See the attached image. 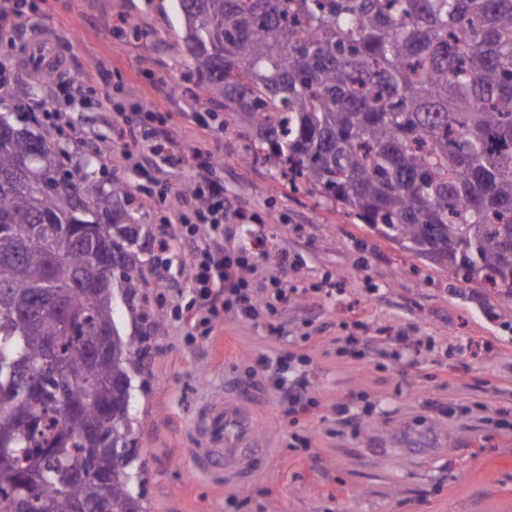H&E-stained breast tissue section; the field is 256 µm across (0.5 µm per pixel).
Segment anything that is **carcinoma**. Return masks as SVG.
Returning <instances> with one entry per match:
<instances>
[{
  "label": "carcinoma",
  "mask_w": 512,
  "mask_h": 512,
  "mask_svg": "<svg viewBox=\"0 0 512 512\" xmlns=\"http://www.w3.org/2000/svg\"><path fill=\"white\" fill-rule=\"evenodd\" d=\"M191 69L253 159L381 237L512 304V0H175ZM0 512H142L121 380L137 340L94 357L115 302L67 225L125 224L129 189L62 174L58 145L0 116ZM52 180L56 191L41 184ZM112 280L140 288L122 249ZM86 314L67 329L50 301ZM102 440L85 442L90 427Z\"/></svg>",
  "instance_id": "carcinoma-1"
}]
</instances>
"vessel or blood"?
<instances>
[{
	"mask_svg": "<svg viewBox=\"0 0 512 512\" xmlns=\"http://www.w3.org/2000/svg\"><path fill=\"white\" fill-rule=\"evenodd\" d=\"M247 388H225L223 400L207 404L195 427L203 440L193 460L194 468L210 475L220 471L229 485H241L252 476L266 450L257 436L261 414L251 404Z\"/></svg>",
	"mask_w": 512,
	"mask_h": 512,
	"instance_id": "vessel-or-blood-1",
	"label": "vessel or blood"
}]
</instances>
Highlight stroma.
<instances>
[{"mask_svg": "<svg viewBox=\"0 0 512 512\" xmlns=\"http://www.w3.org/2000/svg\"><path fill=\"white\" fill-rule=\"evenodd\" d=\"M46 32L63 65L50 81L28 53ZM0 62V115L55 139L73 173L109 142L112 160L96 169L131 188L143 281L132 303L116 299L115 321L143 356L131 414L145 512H512V309L244 163L223 104L187 69L171 0H0ZM146 109L182 143L181 166L135 151L148 127L118 115ZM197 150L217 159L212 177L236 212L224 240L248 261L240 275L274 307L251 320L223 312L211 330L187 322L201 239L159 244L163 220L184 210ZM282 360L310 382L304 410L289 412L270 381ZM229 380L256 390L269 446L236 486L192 466L197 411Z\"/></svg>", "mask_w": 512, "mask_h": 512, "instance_id": "35a3bbf8", "label": "stroma"}]
</instances>
